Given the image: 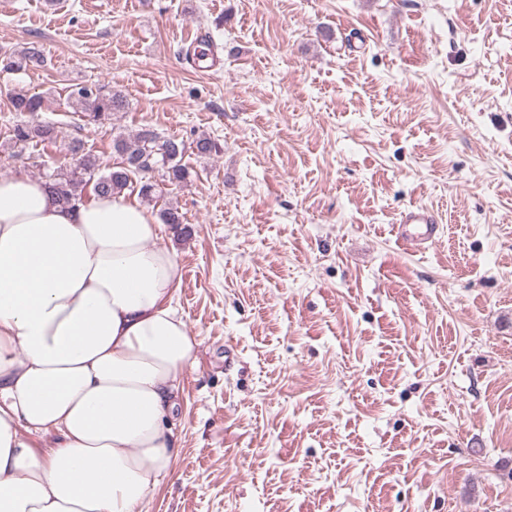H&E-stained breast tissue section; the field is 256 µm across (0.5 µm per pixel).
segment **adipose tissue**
<instances>
[{"label": "adipose tissue", "mask_w": 512, "mask_h": 512, "mask_svg": "<svg viewBox=\"0 0 512 512\" xmlns=\"http://www.w3.org/2000/svg\"><path fill=\"white\" fill-rule=\"evenodd\" d=\"M162 230L122 194L67 207L0 178V512H141L170 470L198 341Z\"/></svg>", "instance_id": "obj_1"}]
</instances>
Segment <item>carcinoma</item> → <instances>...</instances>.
Segmentation results:
<instances>
[{
	"instance_id": "obj_1",
	"label": "carcinoma",
	"mask_w": 512,
	"mask_h": 512,
	"mask_svg": "<svg viewBox=\"0 0 512 512\" xmlns=\"http://www.w3.org/2000/svg\"><path fill=\"white\" fill-rule=\"evenodd\" d=\"M43 63V57L36 46L18 52L0 55V70L7 73H22L37 68ZM74 112L81 114V120L87 124L100 126L111 119L112 113L126 108L124 97L104 85H82L70 94ZM16 112L35 115L42 107L39 96L17 95L12 99ZM55 139L54 127L46 124L24 122L14 126V145L25 151L33 142H51ZM113 151L120 162L112 167L101 169L99 161L91 155L83 154L81 144L71 147L76 156L75 167L61 168L45 175L48 188L64 202L84 198L83 186L93 184L96 196L121 194L126 189L139 185L138 193L150 199L156 191V184L148 175L161 168L170 182H182L188 172L180 164L186 149L184 141L163 138L150 129H144L131 137H121L113 141Z\"/></svg>"
}]
</instances>
